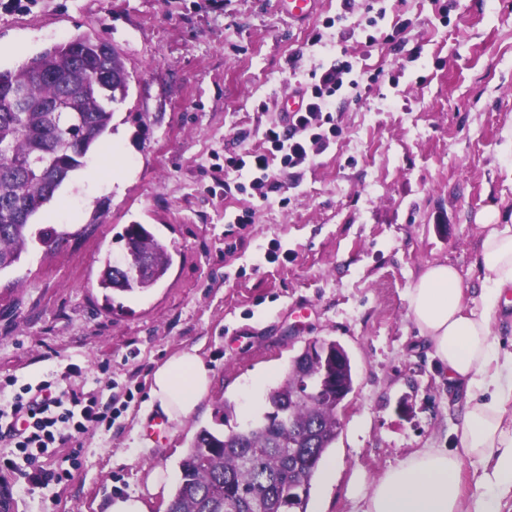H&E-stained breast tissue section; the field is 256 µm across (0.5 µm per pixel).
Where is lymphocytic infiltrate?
Returning <instances> with one entry per match:
<instances>
[{"label": "lymphocytic infiltrate", "mask_w": 512, "mask_h": 512, "mask_svg": "<svg viewBox=\"0 0 512 512\" xmlns=\"http://www.w3.org/2000/svg\"><path fill=\"white\" fill-rule=\"evenodd\" d=\"M350 61L337 59L324 67L318 80L307 86L299 111L287 113L282 125L266 129L270 153L242 150L224 159L229 178L225 190L253 192L267 199L276 183L270 170L271 155H279L282 169H293L324 152L342 129L331 110L344 87H358ZM82 370L69 365L62 379L37 384L19 383L9 376L0 381V391H10L0 405V442L11 447L0 458V467L21 471L27 489L46 487L69 479L80 466L81 451L76 444L91 430L111 427L115 413L102 394L84 392L78 380ZM67 447L62 463L47 467L44 458L51 445Z\"/></svg>", "instance_id": "f902f5d3"}]
</instances>
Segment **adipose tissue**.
<instances>
[{
	"instance_id": "adipose-tissue-1",
	"label": "adipose tissue",
	"mask_w": 512,
	"mask_h": 512,
	"mask_svg": "<svg viewBox=\"0 0 512 512\" xmlns=\"http://www.w3.org/2000/svg\"><path fill=\"white\" fill-rule=\"evenodd\" d=\"M476 266L483 289L467 294L451 264L425 267L407 291L410 316L462 397L459 448H422L389 469L363 497L362 512H502L512 493V346H503L491 319L503 295L512 292V224H483ZM211 372L195 355L170 357L153 372L149 410L179 424L209 392ZM481 465L479 493L464 499V461ZM173 479L155 469L146 495L121 496L105 512H150L154 497Z\"/></svg>"
}]
</instances>
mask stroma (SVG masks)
<instances>
[{
  "label": "stroma",
  "mask_w": 512,
  "mask_h": 512,
  "mask_svg": "<svg viewBox=\"0 0 512 512\" xmlns=\"http://www.w3.org/2000/svg\"><path fill=\"white\" fill-rule=\"evenodd\" d=\"M371 2L316 0L299 24L280 0H0V70L81 35L110 42L131 74L111 132L35 218L65 239L31 242L0 273V377L35 384L73 363L119 414L80 438L67 481L25 494L0 471L11 512H104L149 470H178L199 429L260 419L315 338L346 349L354 389L326 453L335 478L315 474L308 512H357L356 488L415 450L459 447L460 404L406 294L438 261L479 291L478 225L512 224V0H386L374 28ZM334 57L361 73L336 103L342 135L267 202L225 194V155L265 150L285 101ZM135 223L172 264L147 291L105 293L102 260ZM192 350L210 392L155 442L152 374Z\"/></svg>",
  "instance_id": "obj_1"
}]
</instances>
